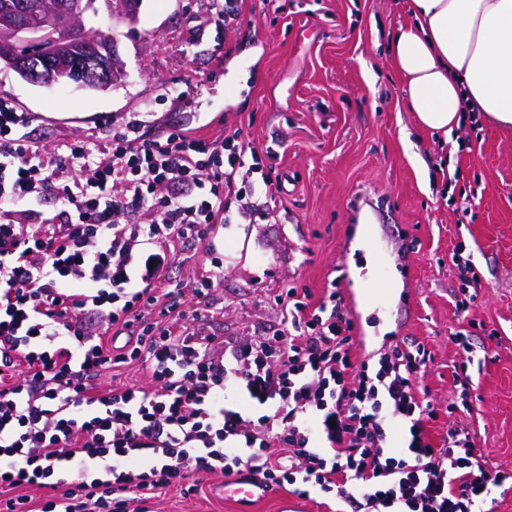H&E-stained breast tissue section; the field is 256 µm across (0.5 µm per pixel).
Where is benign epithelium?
Here are the masks:
<instances>
[{
  "mask_svg": "<svg viewBox=\"0 0 512 512\" xmlns=\"http://www.w3.org/2000/svg\"><path fill=\"white\" fill-rule=\"evenodd\" d=\"M104 2L111 17L136 20V0ZM92 5L93 0H59L55 21L35 27L32 17L43 15L41 0H6L0 8V62L34 86L77 83L90 91L111 88L114 74L124 70V63L117 42L84 36L81 20ZM30 36L38 44L36 52L19 56L10 50Z\"/></svg>",
  "mask_w": 512,
  "mask_h": 512,
  "instance_id": "1",
  "label": "benign epithelium"
}]
</instances>
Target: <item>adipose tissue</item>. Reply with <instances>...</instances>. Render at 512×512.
<instances>
[{"instance_id": "ef3b65f1", "label": "adipose tissue", "mask_w": 512, "mask_h": 512, "mask_svg": "<svg viewBox=\"0 0 512 512\" xmlns=\"http://www.w3.org/2000/svg\"><path fill=\"white\" fill-rule=\"evenodd\" d=\"M391 37L405 105L427 131H452L463 102L512 128V0H411Z\"/></svg>"}]
</instances>
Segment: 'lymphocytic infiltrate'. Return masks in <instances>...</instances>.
<instances>
[{"label": "lymphocytic infiltrate", "mask_w": 512, "mask_h": 512, "mask_svg": "<svg viewBox=\"0 0 512 512\" xmlns=\"http://www.w3.org/2000/svg\"><path fill=\"white\" fill-rule=\"evenodd\" d=\"M33 120L0 99V512H150L192 474L243 470L335 494L352 512H477L502 477L467 433L434 446V410L415 387L424 346L356 367L333 291L313 309L280 289V335L229 347L181 310L167 273L176 246L209 240L230 205L249 207L243 187L259 167L242 143L180 124L151 139L133 115L107 143L48 151ZM49 195L60 211L23 229ZM155 308L166 324L148 319ZM115 329L126 342L104 346ZM134 361L150 390L96 386ZM389 418L409 421L405 447H391ZM93 465L108 480L84 479ZM63 468L76 475L65 487ZM23 485L45 489L44 502L13 497Z\"/></svg>", "instance_id": "f902f5d3"}]
</instances>
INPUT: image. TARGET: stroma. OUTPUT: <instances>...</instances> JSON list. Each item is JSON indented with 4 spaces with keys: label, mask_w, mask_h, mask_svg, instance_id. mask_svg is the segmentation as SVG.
Here are the masks:
<instances>
[{
    "label": "stroma",
    "mask_w": 512,
    "mask_h": 512,
    "mask_svg": "<svg viewBox=\"0 0 512 512\" xmlns=\"http://www.w3.org/2000/svg\"><path fill=\"white\" fill-rule=\"evenodd\" d=\"M216 6L142 0L130 24L97 0L85 26L116 38L124 77L105 91L47 88L0 65V97L34 115L31 136L49 150L110 139L130 112L145 113L153 136L204 123L255 150L269 182L250 215H233L210 245L176 248L170 277L184 309L238 343L282 330L279 289L315 306L336 288L356 363L373 369L394 346L427 348L416 387L436 407L434 444L467 430L487 468L506 476L483 512H512V130L481 117L448 135L418 129L389 62L388 34L410 22L408 0H240L226 27ZM215 257L224 277L197 298ZM223 479L198 475L194 492L165 489L154 508L279 512L285 498L297 512L340 507L333 494L303 498L285 484L242 506L213 496Z\"/></svg>",
    "instance_id": "obj_1"
}]
</instances>
